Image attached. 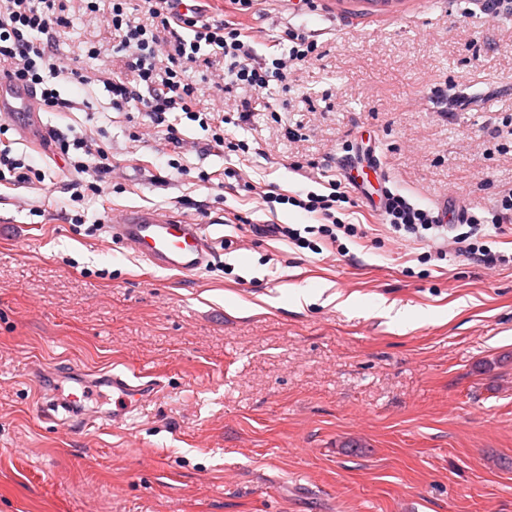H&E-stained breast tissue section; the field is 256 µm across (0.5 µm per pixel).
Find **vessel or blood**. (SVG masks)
Listing matches in <instances>:
<instances>
[{
    "instance_id": "1",
    "label": "vessel or blood",
    "mask_w": 512,
    "mask_h": 512,
    "mask_svg": "<svg viewBox=\"0 0 512 512\" xmlns=\"http://www.w3.org/2000/svg\"><path fill=\"white\" fill-rule=\"evenodd\" d=\"M37 114L33 91L14 78L0 74V115L19 120L23 136L37 140L42 134L40 124L35 121ZM110 230L113 239L132 249L157 270L192 273L207 267L213 256L200 224L152 209L124 211L111 224ZM103 387L112 391V422L121 425L156 396L161 382L144 374L106 370L94 377L83 370L73 373L68 393L60 403L77 424L89 426L91 420L84 414V402L91 391Z\"/></svg>"
}]
</instances>
